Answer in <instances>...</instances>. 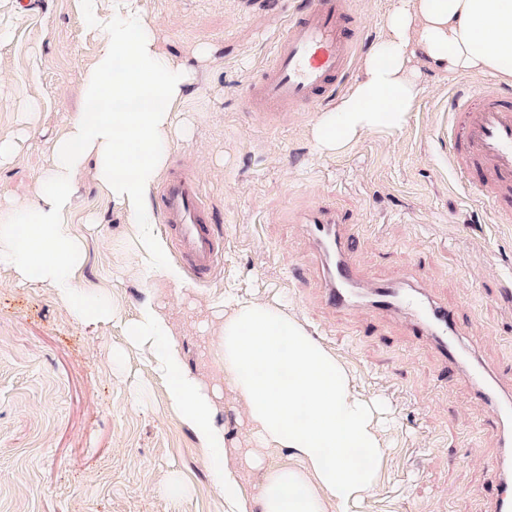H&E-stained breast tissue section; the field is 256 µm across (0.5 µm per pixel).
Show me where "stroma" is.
Listing matches in <instances>:
<instances>
[{"label":"stroma","instance_id":"stroma-1","mask_svg":"<svg viewBox=\"0 0 512 512\" xmlns=\"http://www.w3.org/2000/svg\"><path fill=\"white\" fill-rule=\"evenodd\" d=\"M159 47L199 71L176 110L190 135L172 139L167 166L199 183L224 234V265L207 284L170 278L132 260L126 209L81 176L69 221L86 241L76 288L107 296L110 323L79 326L52 288L20 284L0 267V512H224L192 432L168 414L166 385L147 353L125 348L126 323L145 302L168 316L189 370L223 386L217 363L225 289L282 305L379 404L387 454L381 481L354 512H491L498 481L485 462L502 453L480 393L432 344L388 319L324 307L303 276L312 253L287 212L327 205L359 226L356 260L389 279L419 268L472 336L477 362L512 364V224L448 167L449 100L481 77L425 72L406 125L320 152L319 115L280 124L247 115L243 84L272 56L287 0H143ZM359 56L383 36L393 0H352ZM0 196L32 201L49 144L83 104L99 34L81 0H0ZM213 50L197 61L199 46Z\"/></svg>","mask_w":512,"mask_h":512}]
</instances>
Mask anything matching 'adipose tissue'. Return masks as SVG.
<instances>
[{
	"label": "adipose tissue",
	"mask_w": 512,
	"mask_h": 512,
	"mask_svg": "<svg viewBox=\"0 0 512 512\" xmlns=\"http://www.w3.org/2000/svg\"><path fill=\"white\" fill-rule=\"evenodd\" d=\"M96 58L84 76L85 104L51 145L32 203H0V265L19 283L54 287L74 321L98 326L116 310L74 288L86 249L68 222L80 176L93 165L100 192L123 205L141 260L166 265L163 242L147 232L149 193L163 172L174 108L195 69L162 54L142 0H117L98 17ZM489 73L512 84V0H394L386 35L364 60L351 90L327 109L312 135L333 153L374 131L401 130L422 91L421 71ZM219 363L223 388L189 372L169 325L153 304L127 327L126 342L148 349L167 384L166 406L195 436L224 512H352L378 485L386 437L376 408L354 389L346 366L315 342L287 309L225 290ZM240 405L254 440L241 448L218 418L221 389ZM283 450L288 460L268 459ZM261 473L242 486V469Z\"/></svg>",
	"instance_id": "obj_1"
}]
</instances>
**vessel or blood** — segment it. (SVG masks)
I'll list each match as a JSON object with an SVG mask.
<instances>
[{
    "instance_id": "vessel-or-blood-1",
    "label": "vessel or blood",
    "mask_w": 512,
    "mask_h": 512,
    "mask_svg": "<svg viewBox=\"0 0 512 512\" xmlns=\"http://www.w3.org/2000/svg\"><path fill=\"white\" fill-rule=\"evenodd\" d=\"M351 0H300L288 18L274 56L241 94L250 113L277 123L291 112H315L336 95L353 66L357 39ZM448 165L458 175L483 173L474 193L493 205L494 221L512 223V91L493 80L454 93L449 102ZM199 184L179 169L170 170L158 191L157 212L170 230L175 250L191 277L210 281L224 264V237L205 218ZM318 270L325 306L360 310L399 322L408 335L430 342L444 361L463 360L468 328L423 284L418 272L378 280L354 261L356 226L339 209L315 206L302 212ZM491 377L494 395L488 419L512 422V367L487 374L474 365L471 383Z\"/></svg>"
}]
</instances>
